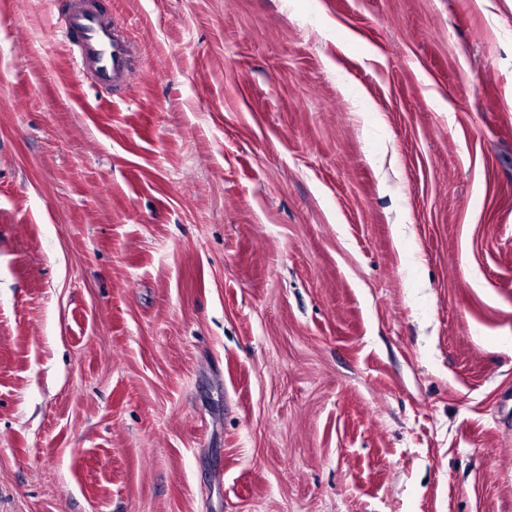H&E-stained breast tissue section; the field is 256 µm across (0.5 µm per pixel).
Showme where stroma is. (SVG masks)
<instances>
[{
  "label": "stroma",
  "mask_w": 512,
  "mask_h": 512,
  "mask_svg": "<svg viewBox=\"0 0 512 512\" xmlns=\"http://www.w3.org/2000/svg\"><path fill=\"white\" fill-rule=\"evenodd\" d=\"M0 0V512H512V0ZM61 28L77 35L73 49L76 59L96 85L114 89L121 86L131 66L133 47L111 23L94 12L68 10L61 17Z\"/></svg>",
  "instance_id": "35a3bbf8"
}]
</instances>
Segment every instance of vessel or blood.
Here are the masks:
<instances>
[{"mask_svg": "<svg viewBox=\"0 0 512 512\" xmlns=\"http://www.w3.org/2000/svg\"><path fill=\"white\" fill-rule=\"evenodd\" d=\"M61 27L76 34V59L92 81L103 88L120 87L131 66V43L94 12H66Z\"/></svg>", "mask_w": 512, "mask_h": 512, "instance_id": "1", "label": "vessel or blood"}]
</instances>
